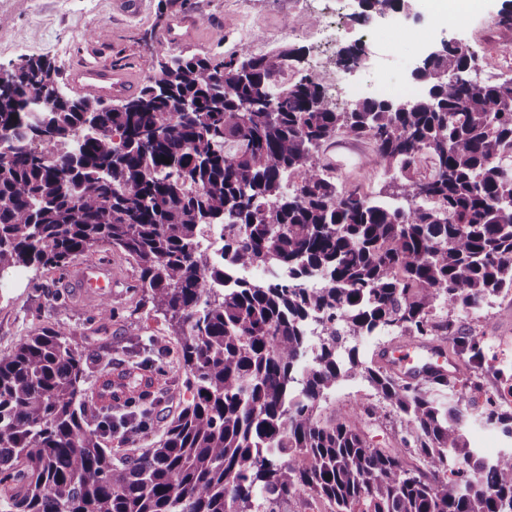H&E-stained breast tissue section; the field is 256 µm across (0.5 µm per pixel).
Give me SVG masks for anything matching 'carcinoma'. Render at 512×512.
<instances>
[{
  "instance_id": "cac0c4a2",
  "label": "carcinoma",
  "mask_w": 512,
  "mask_h": 512,
  "mask_svg": "<svg viewBox=\"0 0 512 512\" xmlns=\"http://www.w3.org/2000/svg\"><path fill=\"white\" fill-rule=\"evenodd\" d=\"M404 6L367 0L357 20ZM363 54L355 42L337 64ZM303 56L151 58L138 93L91 116L55 96L45 57L0 89V277L121 252L138 305L180 338L192 393L157 447L116 458L82 400L84 346L64 324L23 337L0 357V512H286L302 492L330 512H512V448L488 461L462 431L476 407L512 436V411L460 387L484 353L453 320L512 291V78L478 80L450 38L419 70L425 94L340 112ZM338 134L373 145L397 203L338 188L323 156ZM217 228L222 264L207 245ZM254 266L279 274L236 277ZM379 332L447 336L463 368L408 381L347 346ZM359 373L399 417L398 447L371 446L360 423L374 406L321 418Z\"/></svg>"
}]
</instances>
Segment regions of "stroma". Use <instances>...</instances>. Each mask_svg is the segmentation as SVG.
Instances as JSON below:
<instances>
[{"label": "stroma", "instance_id": "35a3bbf8", "mask_svg": "<svg viewBox=\"0 0 512 512\" xmlns=\"http://www.w3.org/2000/svg\"><path fill=\"white\" fill-rule=\"evenodd\" d=\"M512 7V0H480L468 11L463 27L448 29L434 21L425 0H406L395 18H376L361 25L353 16L356 0H311L310 14L300 13L295 0H143L138 13L117 11L113 0H0V67L11 68L27 57L44 56L59 69V81L68 84L70 67L87 60L118 69L148 74L146 62L151 41H162L163 52L201 54L227 59L242 44L241 26H248L259 37L262 52L282 46L303 48L307 64L322 61V53L332 47L362 42L365 53L358 67L348 71L337 67V74L361 87L364 97H373L372 82L378 72L393 81L413 84V69L424 52L448 38L468 43L477 57L482 79L501 80L512 76V30L496 27L499 14ZM191 11L200 21L198 33L180 42L168 41L167 23ZM401 20L408 37L398 51L387 47L393 20ZM105 37H98V30ZM324 155L340 165L334 177L346 187L372 196L384 187L375 164L372 144L335 137ZM96 258L112 264L115 283L105 299L113 306L111 321H89L95 299L76 284L77 263L60 270L23 271L18 284L0 285V357L13 352L20 339L31 331L56 322L68 324L78 342L90 353L109 349L110 356L94 363L91 382L115 374L125 392L113 401L112 415L128 412V402L147 395L156 403L153 424L136 443L123 442L113 433L107 446L114 456L141 454L160 440L165 427L190 402L183 390L185 379L178 364L180 344L162 315L150 306H138L139 272L120 252L98 248ZM456 319L470 334L482 337L488 351V364L474 369L473 378L490 387L498 370L512 377V294L492 298L476 313L460 312ZM376 406L375 415L363 416L361 427L368 439L380 448L395 447L399 428L396 416L379 408L378 397L359 380L337 388L324 413H352L358 404Z\"/></svg>", "mask_w": 512, "mask_h": 512}]
</instances>
